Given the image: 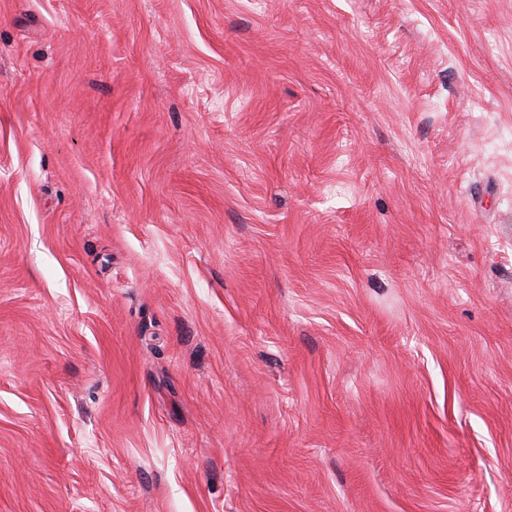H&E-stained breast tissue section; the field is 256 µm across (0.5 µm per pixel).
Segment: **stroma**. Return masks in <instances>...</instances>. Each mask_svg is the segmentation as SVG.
<instances>
[{
	"instance_id": "obj_1",
	"label": "stroma",
	"mask_w": 512,
	"mask_h": 512,
	"mask_svg": "<svg viewBox=\"0 0 512 512\" xmlns=\"http://www.w3.org/2000/svg\"><path fill=\"white\" fill-rule=\"evenodd\" d=\"M0 512H512V0H0Z\"/></svg>"
}]
</instances>
